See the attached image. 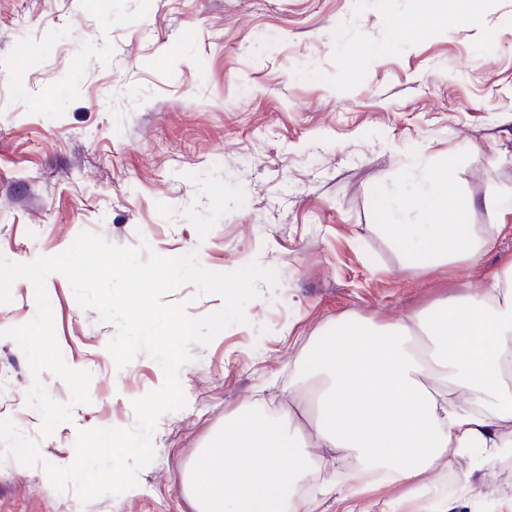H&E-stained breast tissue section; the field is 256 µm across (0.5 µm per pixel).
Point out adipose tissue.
<instances>
[{"instance_id": "obj_1", "label": "adipose tissue", "mask_w": 512, "mask_h": 512, "mask_svg": "<svg viewBox=\"0 0 512 512\" xmlns=\"http://www.w3.org/2000/svg\"><path fill=\"white\" fill-rule=\"evenodd\" d=\"M420 224L382 230L418 260L476 263L489 246L448 172L405 197ZM313 403L309 425L289 409L253 404L224 418L183 471L191 512H309L300 485L322 471V449L355 462L344 481L322 472L318 491L354 500L387 487L448 512L428 475L459 457L512 452V266L504 278L395 320L347 314L310 336L288 388Z\"/></svg>"}]
</instances>
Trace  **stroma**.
<instances>
[{
	"label": "stroma",
	"mask_w": 512,
	"mask_h": 512,
	"mask_svg": "<svg viewBox=\"0 0 512 512\" xmlns=\"http://www.w3.org/2000/svg\"><path fill=\"white\" fill-rule=\"evenodd\" d=\"M419 0H0V255L67 249L84 230L205 268L275 269L248 324L190 349L185 406L165 414L155 458L125 494L81 503L45 464L69 465L78 431L129 427L161 386L144 354L117 368L113 325L65 276L46 292L67 365L91 402L40 436L33 375L5 335L36 314L19 279L0 303V418L37 439L42 463L0 460V512H190L185 464L224 416L288 405L302 344L344 314L395 319L501 275L512 260V0H463L427 32L397 25ZM449 171L491 240L473 265L420 271L379 231L389 197ZM453 512H512V457L446 468Z\"/></svg>",
	"instance_id": "stroma-1"
}]
</instances>
